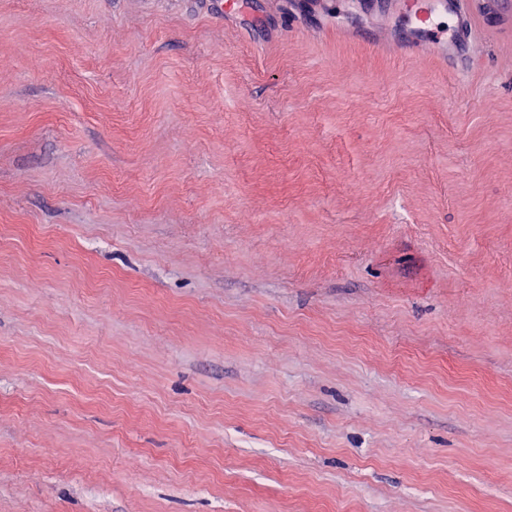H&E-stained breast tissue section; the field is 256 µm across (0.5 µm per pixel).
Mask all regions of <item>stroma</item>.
I'll return each mask as SVG.
<instances>
[{
	"label": "stroma",
	"instance_id": "35a3bbf8",
	"mask_svg": "<svg viewBox=\"0 0 512 512\" xmlns=\"http://www.w3.org/2000/svg\"><path fill=\"white\" fill-rule=\"evenodd\" d=\"M239 2L0 0V512H512V50Z\"/></svg>",
	"mask_w": 512,
	"mask_h": 512
}]
</instances>
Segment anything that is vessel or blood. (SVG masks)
I'll return each mask as SVG.
<instances>
[{"label": "vessel or blood", "mask_w": 512, "mask_h": 512, "mask_svg": "<svg viewBox=\"0 0 512 512\" xmlns=\"http://www.w3.org/2000/svg\"><path fill=\"white\" fill-rule=\"evenodd\" d=\"M406 12L416 33L435 41L445 34L466 39L469 60H477L481 41L497 40L512 44V10L503 0H406ZM448 17L450 32L440 30L438 20Z\"/></svg>", "instance_id": "1"}]
</instances>
